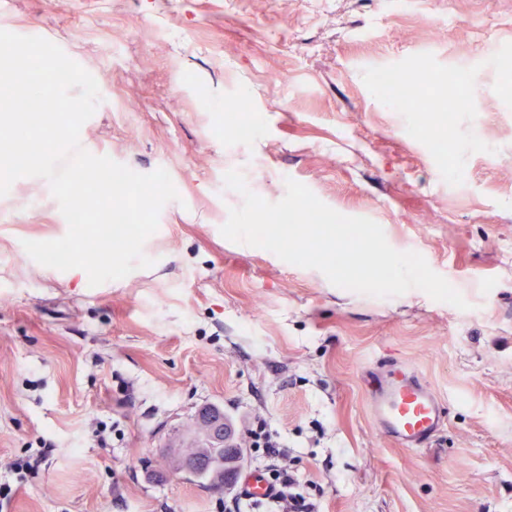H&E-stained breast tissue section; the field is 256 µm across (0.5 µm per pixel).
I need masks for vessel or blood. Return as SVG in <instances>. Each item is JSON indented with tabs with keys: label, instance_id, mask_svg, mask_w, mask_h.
<instances>
[{
	"label": "vessel or blood",
	"instance_id": "vessel-or-blood-1",
	"mask_svg": "<svg viewBox=\"0 0 512 512\" xmlns=\"http://www.w3.org/2000/svg\"><path fill=\"white\" fill-rule=\"evenodd\" d=\"M370 383L372 421L378 432L400 448L427 447L446 420L443 403L430 385L401 362L374 371ZM242 488L257 500L272 494L260 472L251 473Z\"/></svg>",
	"mask_w": 512,
	"mask_h": 512
}]
</instances>
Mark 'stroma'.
Here are the masks:
<instances>
[{"label": "stroma", "mask_w": 512, "mask_h": 512, "mask_svg": "<svg viewBox=\"0 0 512 512\" xmlns=\"http://www.w3.org/2000/svg\"><path fill=\"white\" fill-rule=\"evenodd\" d=\"M0 30L58 45L97 81L81 146L179 194L119 280L35 262L67 222L40 177L0 197V479L47 449L0 512H224L238 494L166 475V446L206 404L236 435L276 430L322 512H512V0H11ZM427 128L383 94L413 73L446 108ZM246 95L259 127L229 138L217 104ZM240 171L270 202L286 179L422 255L469 310L412 289L377 298L233 242ZM414 366L445 406L428 447L381 436L366 371ZM378 80L381 85L392 88L403 99L414 94V82L408 75L383 70L379 73Z\"/></svg>", "instance_id": "35a3bbf8"}]
</instances>
